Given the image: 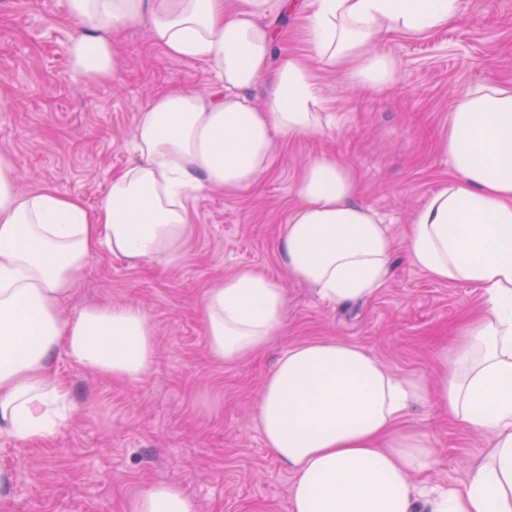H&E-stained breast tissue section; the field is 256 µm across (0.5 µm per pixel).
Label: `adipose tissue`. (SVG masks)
<instances>
[{
	"instance_id": "ef3b65f1",
	"label": "adipose tissue",
	"mask_w": 512,
	"mask_h": 512,
	"mask_svg": "<svg viewBox=\"0 0 512 512\" xmlns=\"http://www.w3.org/2000/svg\"><path fill=\"white\" fill-rule=\"evenodd\" d=\"M292 0H65L76 29L73 73L115 81V30L148 21L174 58L205 63L217 87L203 97L174 90L141 110L138 159L113 175L95 211L43 186L23 193L11 156L0 154V434L24 446L57 436L70 391L52 376L57 354L96 374L139 379L155 356L154 331L134 305H93L65 315L61 302L99 251L131 263L176 264L193 224L196 193L242 190L272 167L280 139L330 124L315 71L342 72L374 90L389 86L396 60L377 50L388 34L424 33L461 15V0H309L306 55H275L268 17ZM269 102L249 94L260 77ZM438 147L453 169L412 216L408 261L431 279L480 292V312L439 352L441 403L490 450L458 487L415 482L438 465L430 436L403 427L419 386L364 349L336 340L288 348L254 410L267 448L293 475L290 512H512V83H484L459 96ZM298 204L280 230L281 264L321 300L374 295L386 282L396 240L357 198L352 170L312 158L295 188ZM212 360L236 364L281 336V283L250 269L218 279L202 299ZM129 512H198L175 481L137 493Z\"/></svg>"
}]
</instances>
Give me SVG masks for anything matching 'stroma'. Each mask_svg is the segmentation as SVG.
<instances>
[{"label": "stroma", "mask_w": 512, "mask_h": 512, "mask_svg": "<svg viewBox=\"0 0 512 512\" xmlns=\"http://www.w3.org/2000/svg\"><path fill=\"white\" fill-rule=\"evenodd\" d=\"M294 3L273 20L275 53L308 50L305 0ZM71 34L65 0H0V153L13 157L20 190L50 185L92 209L133 158L140 111L176 89L210 95L213 83L202 63L169 57L145 21L113 37L123 60L118 82L87 81L69 69ZM380 47L398 62L388 90L319 73L333 116L324 134L279 141L273 167L251 188L189 199L194 231L178 265L93 256L63 308L139 306L154 327V361L128 382L58 355L70 418L42 446L0 437V466L14 474L0 512H128L134 494L166 480L180 481L199 512H289L293 476L266 448L253 409L283 352L315 340L357 345L396 376L420 382L422 398L406 424L430 434L440 459L420 479L465 482L489 441L449 419L431 381L435 350L480 307V294L432 280L399 253L374 296L334 307L291 278L277 254L280 227L298 204L296 181L324 153L354 170L359 200L404 241L412 213L453 175L437 142L455 98L487 81H512V0H462L458 21L422 35L390 34ZM242 268L284 286L288 322L266 349L219 365L206 349L201 300L215 280Z\"/></svg>", "instance_id": "stroma-1"}]
</instances>
